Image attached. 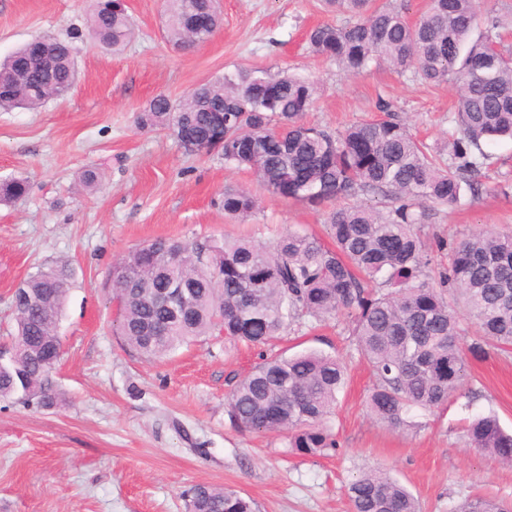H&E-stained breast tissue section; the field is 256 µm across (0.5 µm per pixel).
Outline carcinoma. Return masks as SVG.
Instances as JSON below:
<instances>
[{"label":"carcinoma","mask_w":512,"mask_h":512,"mask_svg":"<svg viewBox=\"0 0 512 512\" xmlns=\"http://www.w3.org/2000/svg\"><path fill=\"white\" fill-rule=\"evenodd\" d=\"M167 2L166 38L177 47L206 42L219 25L217 0ZM326 3L352 21L311 29L312 54L351 75L382 60L428 82L457 86L462 135L448 144L450 162L428 154L393 117L354 124L339 136L306 125L318 87L297 74L240 69L176 101L157 96L137 113L139 127L168 131L180 143H208L225 165L249 171L273 196L330 206L326 224L333 246L293 230L272 243L229 235L213 244L158 239L116 262L107 288L118 303L123 342L146 359L215 332L265 345L303 317L321 322L344 315L357 352L372 368L369 415L408 430L417 427L414 411L446 405L467 379L464 328L452 302L463 303L491 348L512 350V231L478 232L451 247L437 241V250H448V267L435 273L434 255L417 228L427 213L415 211L423 203L461 205L466 191L477 190L487 160L481 143L512 139V54L492 31L474 34L481 0H428L414 23L371 0ZM201 15L211 27L193 28ZM88 25L97 45L114 54L132 35L126 9L114 0H96ZM38 49L50 56L42 68L29 65ZM76 81L71 42L47 35L43 44L28 42L0 62V109L37 110L69 93ZM269 83L279 89L273 103L266 96ZM219 112L222 132L215 126ZM27 192L23 178L0 182L1 203ZM368 192L399 205L384 213L338 204ZM223 207L224 215L242 219L257 209L258 198L229 187ZM69 277L68 264L58 262L24 280L36 302H12L17 333L9 358L0 363V398L31 397L44 407L56 402L54 369L44 367L41 353L57 340ZM173 281L186 293L176 317L154 301ZM347 369L343 359L315 349L263 357L230 390L229 423L244 433H283L286 447L300 456L335 451L330 420ZM466 440L512 464V434L496 417L475 419ZM186 497L187 512H259L253 499L229 488L197 484ZM348 498L351 512H420L414 496L381 468L352 479ZM452 512H512V504L473 496Z\"/></svg>","instance_id":"cac0c4a2"}]
</instances>
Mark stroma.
I'll return each mask as SVG.
<instances>
[{
  "label": "stroma",
  "instance_id": "stroma-1",
  "mask_svg": "<svg viewBox=\"0 0 512 512\" xmlns=\"http://www.w3.org/2000/svg\"><path fill=\"white\" fill-rule=\"evenodd\" d=\"M126 4L135 34L115 55L89 35L93 0H0V60L48 34L71 40L78 68L67 96L35 111L0 110V181L22 177L29 185L24 198L0 204V343L15 330L11 299L19 283L42 264L65 260L71 268L57 404L0 398V512H186L183 493L198 483L238 490L260 512H350L348 484L372 467L405 484L422 512H451L475 495L512 503V466L464 437L469 419L487 414L512 432V352L484 350L475 331L460 346L466 384L478 397L416 412L418 429L404 432L368 416L372 374L346 317L303 320L258 347L207 336L155 361L114 333L105 283L115 259L131 250L159 238L210 242L242 233L270 241L289 229L327 235L323 209L260 190L247 172L225 167L220 152L189 154L168 132L138 128L136 114L154 97L177 100L241 68H290L317 84L306 120L330 133L391 113L443 152L455 131L447 84L377 61L351 76L313 56L308 30L349 19L323 0H220L221 27L189 50L165 39L164 0ZM484 150L481 191L457 208L429 210L427 244L512 228V140ZM90 166L101 174L93 192L79 181ZM228 186L254 192L258 209L243 220L226 218ZM306 348L349 366L332 419L339 447L314 457L290 453L283 436L235 430L224 409L260 356Z\"/></svg>",
  "mask_w": 512,
  "mask_h": 512
}]
</instances>
